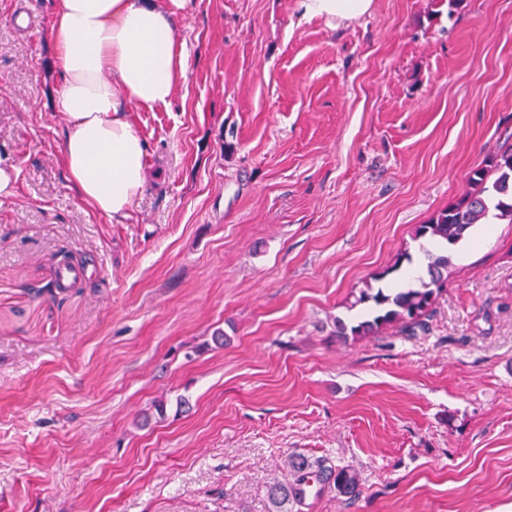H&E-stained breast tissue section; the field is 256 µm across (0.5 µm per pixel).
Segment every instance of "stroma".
Wrapping results in <instances>:
<instances>
[{"label":"stroma","instance_id":"obj_1","mask_svg":"<svg viewBox=\"0 0 512 512\" xmlns=\"http://www.w3.org/2000/svg\"><path fill=\"white\" fill-rule=\"evenodd\" d=\"M52 9L0 0V512H270L295 454L360 485L292 512H512L511 222L449 250L414 335H333L512 147V0L333 28L193 0L184 79L130 114L147 187L118 222L60 165ZM62 250L75 285L45 292Z\"/></svg>","mask_w":512,"mask_h":512}]
</instances>
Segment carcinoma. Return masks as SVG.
Returning <instances> with one entry per match:
<instances>
[{
    "mask_svg": "<svg viewBox=\"0 0 512 512\" xmlns=\"http://www.w3.org/2000/svg\"><path fill=\"white\" fill-rule=\"evenodd\" d=\"M469 186L470 190L460 200L440 210L428 223L417 225L414 238L441 239L455 246L473 225L483 223L492 212L495 218L507 217L512 223L511 149L492 156L487 166L473 170L469 175ZM427 275L428 280L421 282L419 288H399L392 292L381 288L362 290L357 302L373 303L371 315L350 326L337 321L336 335L344 339L350 336H376L393 328L408 333L423 326L446 287L448 256L432 258L427 266ZM291 466L295 472L294 481L271 487L273 512H288V504L302 502L312 474L333 484L340 493H357L359 477L350 469L314 464L301 456L294 457Z\"/></svg>",
    "mask_w": 512,
    "mask_h": 512,
    "instance_id": "obj_1",
    "label": "carcinoma"
}]
</instances>
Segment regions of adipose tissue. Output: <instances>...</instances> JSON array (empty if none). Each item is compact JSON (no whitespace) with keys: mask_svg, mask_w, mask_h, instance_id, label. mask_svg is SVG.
<instances>
[{"mask_svg":"<svg viewBox=\"0 0 512 512\" xmlns=\"http://www.w3.org/2000/svg\"><path fill=\"white\" fill-rule=\"evenodd\" d=\"M298 2L331 27L374 9V0ZM190 8L191 0H54L62 167L78 198L109 219L127 217L145 189L146 143L129 114L167 105L184 77Z\"/></svg>","mask_w":512,"mask_h":512,"instance_id":"adipose-tissue-1","label":"adipose tissue"}]
</instances>
